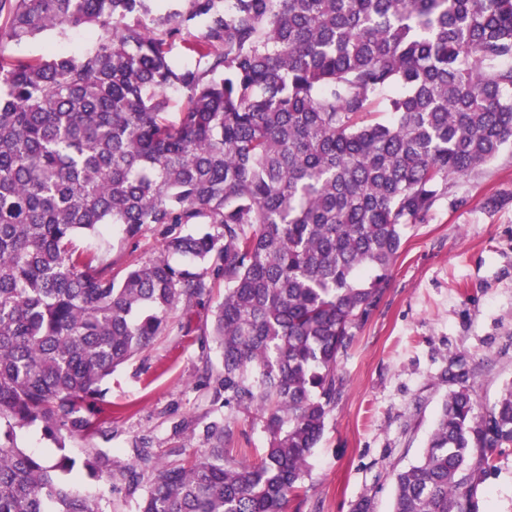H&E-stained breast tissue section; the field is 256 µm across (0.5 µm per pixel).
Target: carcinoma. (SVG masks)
<instances>
[{"label":"carcinoma","mask_w":512,"mask_h":512,"mask_svg":"<svg viewBox=\"0 0 512 512\" xmlns=\"http://www.w3.org/2000/svg\"><path fill=\"white\" fill-rule=\"evenodd\" d=\"M10 43L83 27L80 57L0 60V512H104L80 480L106 454L100 384L170 313L224 281L215 397L268 436L163 468L139 512H284L345 393L337 373L389 287L408 225L512 143V0H0ZM182 44L194 56L178 63ZM375 112H388L381 122ZM161 230L112 274L79 234ZM391 512H479L488 454L512 447V384L482 408L456 361ZM40 423L47 459L16 444ZM233 412L238 417V427L230 448H233L234 455L243 460L255 461L267 447V436L261 425L252 421L251 416L234 410Z\"/></svg>","instance_id":"1"}]
</instances>
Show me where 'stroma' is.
<instances>
[{
    "instance_id": "stroma-1",
    "label": "stroma",
    "mask_w": 512,
    "mask_h": 512,
    "mask_svg": "<svg viewBox=\"0 0 512 512\" xmlns=\"http://www.w3.org/2000/svg\"><path fill=\"white\" fill-rule=\"evenodd\" d=\"M89 45L87 30L76 28L62 36L41 34L1 54L31 61L81 55ZM162 242L151 227L133 239L116 227L101 237H77L74 244L108 252L113 272L121 274L157 253ZM223 296L219 283L211 299L187 312L175 309L167 330L103 381L101 418L112 437L69 438L72 456L98 448L119 469L132 463L137 442L160 466L200 451V430L228 413L204 385L205 369L221 368L210 331ZM460 357L481 405H492L512 383L510 146L454 181L426 219L407 228L390 286L339 365L344 396L308 460L304 492L290 498L286 512H354L363 498L371 512H390L395 475L423 452L452 389L441 376ZM489 463L479 510L512 512V448L493 452ZM152 478L148 470L109 485L86 480L80 489L92 495L111 490L106 512H137Z\"/></svg>"
}]
</instances>
